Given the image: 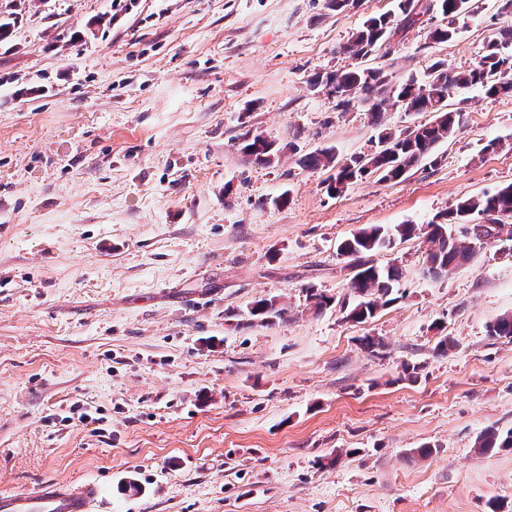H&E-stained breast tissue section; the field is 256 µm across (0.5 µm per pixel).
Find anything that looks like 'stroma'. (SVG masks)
Listing matches in <instances>:
<instances>
[{"mask_svg": "<svg viewBox=\"0 0 512 512\" xmlns=\"http://www.w3.org/2000/svg\"><path fill=\"white\" fill-rule=\"evenodd\" d=\"M472 7L455 39L425 17L367 66L400 83L472 65L512 28L502 0ZM393 9L20 0L0 43V492L92 480V512H512V449L474 451L512 428V340L487 334L512 315V241L433 279L424 239L395 240L373 260L401 268L398 298L362 323L307 298L350 296L337 247L361 228L512 184V94L477 88L451 92L437 163L400 180L331 196L300 167L376 142L308 80L351 67L352 33ZM248 129L277 164L242 154ZM263 297L284 316H250ZM496 448H512V429L504 433L496 428H488L479 435L475 443V451L481 454Z\"/></svg>", "mask_w": 512, "mask_h": 512, "instance_id": "stroma-1", "label": "stroma"}]
</instances>
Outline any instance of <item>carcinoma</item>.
Wrapping results in <instances>:
<instances>
[{
    "instance_id": "cac0c4a2",
    "label": "carcinoma",
    "mask_w": 512,
    "mask_h": 512,
    "mask_svg": "<svg viewBox=\"0 0 512 512\" xmlns=\"http://www.w3.org/2000/svg\"><path fill=\"white\" fill-rule=\"evenodd\" d=\"M470 0H434L419 4L415 0H397L398 14H382L366 20L346 46L355 60H363L378 51L388 40L393 25L412 26L419 16L429 12L441 14L447 23L430 31L435 42H448L457 36L456 21L465 17ZM512 33H502L484 46L479 60L466 69L452 73L442 60L433 62L428 78L419 81L410 78L393 84L380 68L354 64L350 68L332 73L317 74L310 79L313 87L323 86L336 96V107L348 112L359 104L365 105L372 124L378 127L380 147L372 153L352 156L341 162L332 148H322L301 159L306 169L319 167L332 171L326 179L330 195L341 193L355 180L374 176L380 182L394 181L424 160L438 163L434 150L438 144L450 139L460 124V113L448 110V97L456 87L477 86L488 96L512 93ZM400 106L406 112H431L434 121L406 128L394 133L385 127L383 106L387 102ZM243 152L255 163L270 166L280 158L279 147L261 133L247 130L239 135ZM485 214L492 216L490 223L479 225V232L468 235L453 233L459 224H468ZM512 240V184L492 194H483L461 200L440 215V221L426 224L425 272L437 278L469 262L476 254L475 243L501 240L502 231ZM418 225L398 224L389 231L373 225L360 229L338 247L340 254L350 258L354 270L351 288L357 301L346 306V318L363 322L377 309L391 301L399 291L401 270L396 266H380L370 257L393 244V239H410L417 234ZM284 309L275 298H261L252 302L250 315L266 319L282 316ZM488 336L512 339V315L496 318L487 326ZM496 448H512V429L502 432L496 428L484 430L476 440L475 451L488 453Z\"/></svg>"
}]
</instances>
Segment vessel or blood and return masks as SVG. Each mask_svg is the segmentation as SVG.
Wrapping results in <instances>:
<instances>
[{"label": "vessel or blood", "mask_w": 512, "mask_h": 512, "mask_svg": "<svg viewBox=\"0 0 512 512\" xmlns=\"http://www.w3.org/2000/svg\"><path fill=\"white\" fill-rule=\"evenodd\" d=\"M99 489L92 483L42 484L33 492L0 494V512H91Z\"/></svg>", "instance_id": "b4317fda"}]
</instances>
